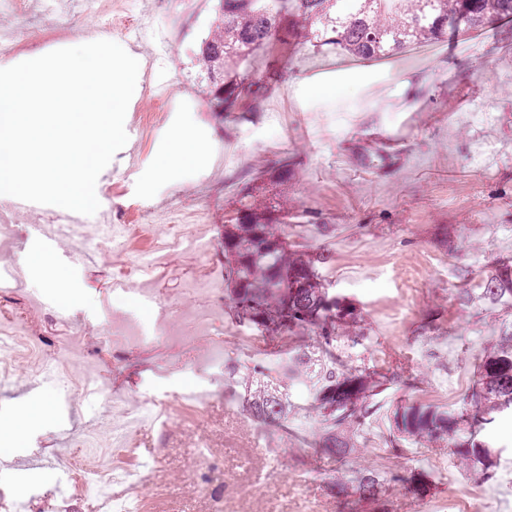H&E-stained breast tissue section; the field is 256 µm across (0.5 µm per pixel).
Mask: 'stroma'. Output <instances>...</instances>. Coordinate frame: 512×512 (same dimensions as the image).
<instances>
[{
    "mask_svg": "<svg viewBox=\"0 0 512 512\" xmlns=\"http://www.w3.org/2000/svg\"><path fill=\"white\" fill-rule=\"evenodd\" d=\"M169 32L168 54L138 53L157 79L178 76L165 100L144 83L133 98L140 139L109 165L99 187L101 210L136 226L130 241L67 264L55 254L34 266L39 250L26 217L19 235L0 244V264L22 267L21 283L0 291V322L27 325V345L51 380L20 361L0 386V422L44 404L20 441L0 439V488H27L38 512H89L67 471L74 452L111 456L113 429L144 401L169 402L164 425L132 429L136 453L118 460L151 477L145 512H213L207 480L222 478V512H466L472 494L489 512H512V417L481 431L497 449L491 476L464 468L443 442L390 443L397 405L462 408L486 352L512 326V307L464 293L501 263H512V23L458 36L428 56L410 49L360 62L280 35L257 59L266 92L246 101L247 120L215 112L197 52L215 23V0H97L88 12L34 14L29 0L0 8V32L16 33L9 64L87 43L108 22L123 43L139 8ZM212 145L211 155L168 174L159 164L173 136ZM292 159L289 174L281 163ZM257 186L256 205L274 198L288 211L289 240L324 249L327 287L356 308L355 333L339 336L346 371L363 369L388 387L375 414L342 459L319 451L325 434L317 403L289 387L287 424L269 428L243 408L248 369L313 351L318 337L263 334L242 325L224 280V226L234 218L237 184ZM187 222L207 241L195 259L166 229ZM61 285H53L54 275ZM151 292L152 305L141 302ZM71 320L59 322L57 308ZM210 470L198 467L201 451ZM308 454L307 466L296 458ZM381 473L377 500L353 489ZM347 494L336 490L337 484Z\"/></svg>",
    "mask_w": 512,
    "mask_h": 512,
    "instance_id": "35a3bbf8",
    "label": "stroma"
}]
</instances>
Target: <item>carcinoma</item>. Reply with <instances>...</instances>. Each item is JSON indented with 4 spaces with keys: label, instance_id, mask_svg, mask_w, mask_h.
Instances as JSON below:
<instances>
[{
    "label": "carcinoma",
    "instance_id": "obj_1",
    "mask_svg": "<svg viewBox=\"0 0 512 512\" xmlns=\"http://www.w3.org/2000/svg\"><path fill=\"white\" fill-rule=\"evenodd\" d=\"M307 23L306 37L358 60L388 58L411 44L453 38L462 30L478 31L512 22V0H224L220 23L199 45L215 101L214 111L233 112L263 91L252 77L228 79L227 68L265 49L282 14ZM333 260L325 251L300 252L288 243L280 221L265 222L242 205L233 224L224 225V270L234 285L233 300L244 323L258 330L293 334L311 330L330 345L339 331L358 322L356 309L323 287L318 268ZM480 298L512 306V265L501 264L478 285ZM299 376L319 402L325 426L324 448L345 457L352 448L350 427H362L375 413L369 398L376 385L364 370L346 376L336 362L315 352L288 358L279 371L255 366L244 399L252 414L280 426L290 413L281 373ZM466 405L471 412L438 406L404 404L393 413L391 429L417 442L442 441L471 468L488 472L494 464L491 445L476 439L474 428L495 416L512 414V329L485 355ZM381 490L372 473L357 480L358 498L374 499Z\"/></svg>",
    "mask_w": 512,
    "mask_h": 512
}]
</instances>
